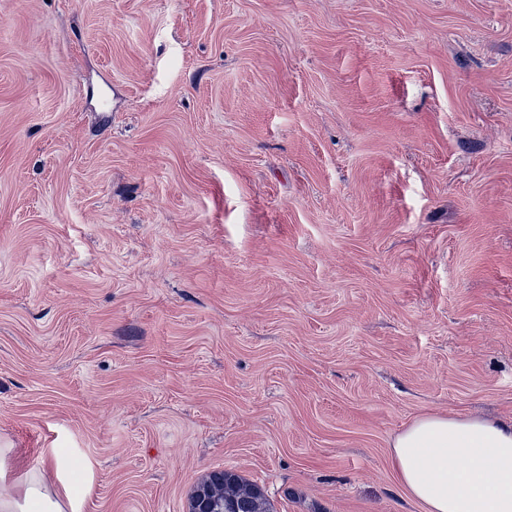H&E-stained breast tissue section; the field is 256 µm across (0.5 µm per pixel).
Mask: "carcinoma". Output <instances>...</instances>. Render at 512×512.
<instances>
[{
  "label": "carcinoma",
  "mask_w": 512,
  "mask_h": 512,
  "mask_svg": "<svg viewBox=\"0 0 512 512\" xmlns=\"http://www.w3.org/2000/svg\"><path fill=\"white\" fill-rule=\"evenodd\" d=\"M197 491L217 512H273L271 503L256 484L227 470H214L198 483Z\"/></svg>",
  "instance_id": "1"
}]
</instances>
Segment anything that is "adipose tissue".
<instances>
[{
  "mask_svg": "<svg viewBox=\"0 0 512 512\" xmlns=\"http://www.w3.org/2000/svg\"><path fill=\"white\" fill-rule=\"evenodd\" d=\"M402 491L425 512H512V421L425 413L391 443ZM29 472L19 486L0 482V512H66L81 494L60 460Z\"/></svg>",
  "mask_w": 512,
  "mask_h": 512,
  "instance_id": "obj_1",
  "label": "adipose tissue"
}]
</instances>
